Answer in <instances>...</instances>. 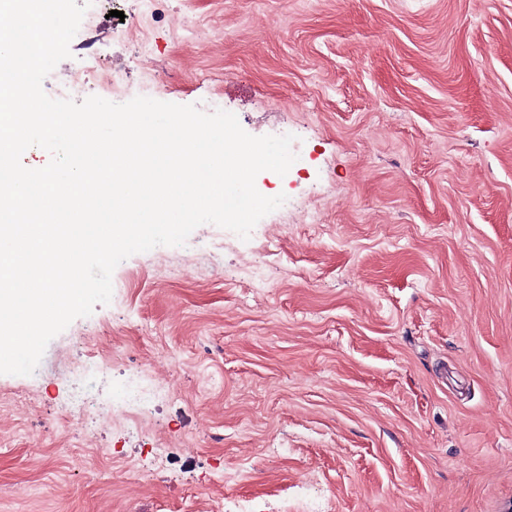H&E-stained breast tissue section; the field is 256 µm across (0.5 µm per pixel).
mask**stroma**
Segmentation results:
<instances>
[{
  "label": "stroma",
  "mask_w": 512,
  "mask_h": 512,
  "mask_svg": "<svg viewBox=\"0 0 512 512\" xmlns=\"http://www.w3.org/2000/svg\"><path fill=\"white\" fill-rule=\"evenodd\" d=\"M81 25L93 95L284 129L298 163L255 180L287 196L269 235L128 257L33 374H0V512H504L512 0H101ZM80 349L95 408L136 371L176 388L87 433Z\"/></svg>",
  "instance_id": "1"
}]
</instances>
